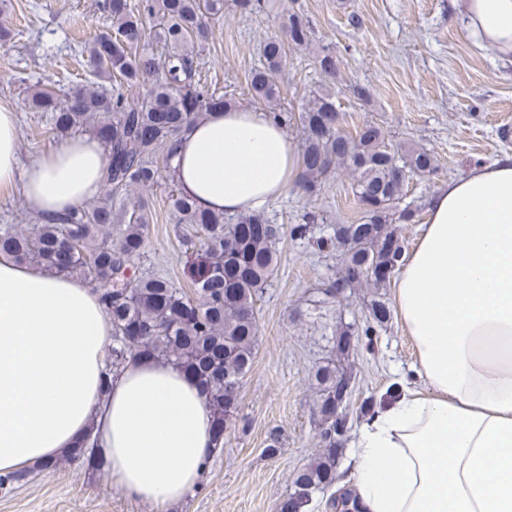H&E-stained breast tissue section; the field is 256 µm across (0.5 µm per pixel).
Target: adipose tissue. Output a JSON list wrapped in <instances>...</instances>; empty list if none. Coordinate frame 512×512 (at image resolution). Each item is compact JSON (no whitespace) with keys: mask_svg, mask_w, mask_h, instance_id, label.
<instances>
[{"mask_svg":"<svg viewBox=\"0 0 512 512\" xmlns=\"http://www.w3.org/2000/svg\"><path fill=\"white\" fill-rule=\"evenodd\" d=\"M512 64V0H449ZM201 208H262L300 176L282 126L246 105L210 112L169 145ZM98 139L21 165L15 110L0 104V190L20 187L54 223L96 196ZM415 383L352 443L355 512H512V157L470 168L430 198L394 282ZM112 325L98 290L0 255V472L54 460L87 433L115 485L167 512L202 481L215 434L202 385L152 359L106 370Z\"/></svg>","mask_w":512,"mask_h":512,"instance_id":"ef3b65f1","label":"adipose tissue"}]
</instances>
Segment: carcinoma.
<instances>
[{
  "label": "carcinoma",
  "instance_id": "1",
  "mask_svg": "<svg viewBox=\"0 0 512 512\" xmlns=\"http://www.w3.org/2000/svg\"><path fill=\"white\" fill-rule=\"evenodd\" d=\"M112 17V32L96 36L87 47L91 73L110 87L79 84L67 90L40 85L27 97L29 106L49 114L58 139L85 132L98 138L106 157L102 185L108 192L57 223L0 224V253L15 260L71 276L101 291L112 323L109 366L119 370L144 356L179 366L204 386L217 435L225 417L239 411L244 379L258 346L257 302L278 266V244L288 234L316 239L317 246L341 252L332 289L372 288L365 325L340 322L333 336L335 357L316 372L320 386L318 435L323 452L298 471L287 497L297 512L336 484V448L348 423L339 418L332 398L341 383L352 384L349 354L360 336H370L392 319L378 290L387 287L406 251L398 224H415L418 207L405 202L408 180L430 178L436 159L424 148L396 142L376 122L366 120L353 133L343 127L335 92L326 85L312 93L299 113L281 104L276 75L285 62V43L308 47V23L297 14L282 17L286 39L269 37L260 65L249 81L253 101L264 105L282 126L300 131V190L312 196L327 176L344 170L353 177L352 191L361 210L358 221L335 224L332 234L314 237L331 219L308 211L286 229L264 211L226 218L202 209L170 188L167 200L177 224H190L204 247L193 264L190 291L168 279L145 276L149 215L142 192L163 174L175 177L168 144L206 113L232 106V99L201 81L199 56L212 37V24L224 18L228 0H99ZM163 45L156 57L140 50L146 38ZM321 71L336 76V53L329 45L317 50Z\"/></svg>",
  "mask_w": 512,
  "mask_h": 512
}]
</instances>
